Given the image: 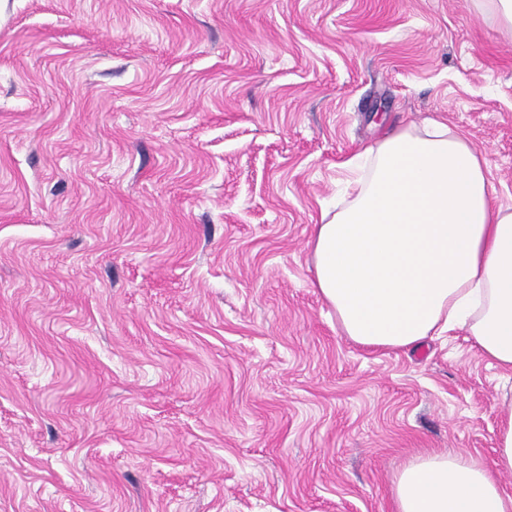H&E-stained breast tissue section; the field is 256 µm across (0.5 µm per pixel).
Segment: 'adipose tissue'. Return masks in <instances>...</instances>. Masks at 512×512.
Wrapping results in <instances>:
<instances>
[{"label": "adipose tissue", "instance_id": "obj_1", "mask_svg": "<svg viewBox=\"0 0 512 512\" xmlns=\"http://www.w3.org/2000/svg\"><path fill=\"white\" fill-rule=\"evenodd\" d=\"M346 205L318 225L313 286L342 334L367 348L407 351L465 331L491 364L512 372V206L491 195L464 136L433 122L386 136L355 162ZM487 465L464 453L408 460L396 512H512V386Z\"/></svg>", "mask_w": 512, "mask_h": 512}]
</instances>
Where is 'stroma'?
<instances>
[{"mask_svg": "<svg viewBox=\"0 0 512 512\" xmlns=\"http://www.w3.org/2000/svg\"><path fill=\"white\" fill-rule=\"evenodd\" d=\"M431 121L512 205V34L477 0H0V512H395L492 464L502 370L344 336L311 244Z\"/></svg>", "mask_w": 512, "mask_h": 512, "instance_id": "1", "label": "stroma"}]
</instances>
